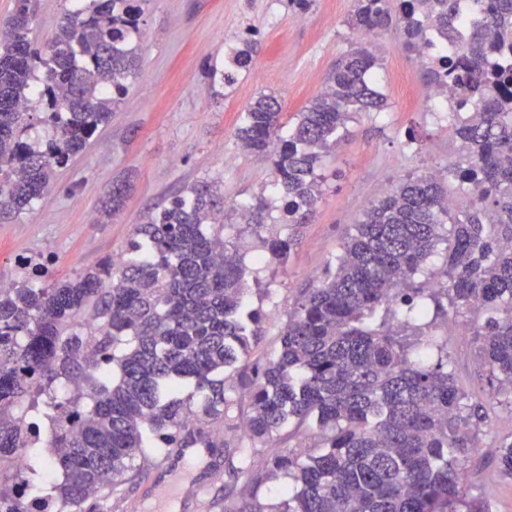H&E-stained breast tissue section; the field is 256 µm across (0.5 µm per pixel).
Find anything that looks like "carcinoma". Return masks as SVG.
Masks as SVG:
<instances>
[{
    "mask_svg": "<svg viewBox=\"0 0 512 512\" xmlns=\"http://www.w3.org/2000/svg\"><path fill=\"white\" fill-rule=\"evenodd\" d=\"M15 2L0 23V210L20 214L52 188L55 168L85 151L138 77L149 0H80L42 46L30 37L31 0ZM474 2L478 19L463 33L465 0H354L355 32L398 29L417 59L423 44L456 45L423 67L429 86L448 81L462 94L467 115L448 113L459 152L443 173L411 175L371 204L263 364L251 361L262 316L245 306L242 255L208 231L224 215L217 181L196 182L148 213L120 265L108 258L65 280L0 289V463L29 456L36 430L12 408L34 386L46 417L69 413L52 435L62 449L53 501L65 512H91L92 497L118 509L123 486L147 473L138 464L145 448L168 456L198 446L224 449L223 500L240 480H293L279 502L210 503L224 512H490L464 494L481 405L457 384L448 336L416 351L431 327L428 298L435 316L461 319L472 337L487 400L512 396V0ZM254 54L255 40L242 39L212 79L233 85ZM378 65L374 42L361 40L286 134L275 96L246 107L236 138L271 164L288 223L313 216L317 169L353 115L385 108L373 84ZM129 191L127 181L112 184L102 219ZM251 230L269 259L286 263L292 238L263 236L259 221ZM442 244V273L424 289L416 277ZM228 368L239 369L250 400L230 441L207 430L230 418ZM61 382L78 390L60 397ZM188 384L200 397L195 410L180 397ZM309 422L317 452L256 456L282 428ZM495 462L512 478V439L497 445ZM47 502L0 479V512H47Z\"/></svg>",
    "mask_w": 512,
    "mask_h": 512,
    "instance_id": "carcinoma-1",
    "label": "carcinoma"
}]
</instances>
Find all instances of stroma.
Here are the masks:
<instances>
[{
    "label": "stroma",
    "instance_id": "obj_1",
    "mask_svg": "<svg viewBox=\"0 0 512 512\" xmlns=\"http://www.w3.org/2000/svg\"><path fill=\"white\" fill-rule=\"evenodd\" d=\"M353 0H150L144 15L142 70L111 121L86 151L57 168L52 189L33 210L0 216V283H15L25 257L43 259L53 279L75 276L125 251L136 224L175 192L215 180L228 209L225 237L249 236L241 206L265 200L267 234L296 240L286 265L256 263L259 247L245 253L250 291L246 299L262 314L265 334L253 353L264 360L303 289L313 287L341 251V244L371 202L411 172L438 171L455 159L459 144L428 102L430 88L418 62L408 60L396 31L377 41L376 85L388 103L380 113L362 112L348 124L343 147L324 157L322 195L310 223L291 224L277 204L269 164L240 149L234 132L243 111L260 92H274L286 115L300 112L324 87L336 59L354 47L346 21ZM254 32L253 65L267 78L243 72L233 85L213 86L211 69L222 65L228 41L242 29ZM415 130L417 143L406 133ZM130 178L124 207L100 220L102 198L113 182ZM449 352L460 386L480 400L486 382L475 371L471 337L454 336ZM512 437V409L493 405L470 466L466 494L488 498L492 512H512V478L498 474L497 442ZM184 469L177 455L145 449L140 461L177 489L173 512H211L222 496L224 453L201 448Z\"/></svg>",
    "mask_w": 512,
    "mask_h": 512
}]
</instances>
